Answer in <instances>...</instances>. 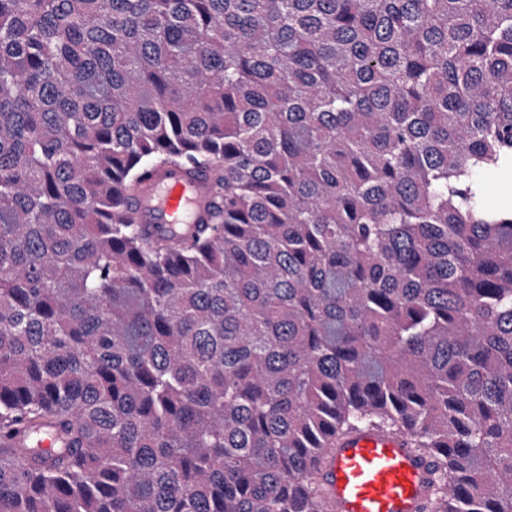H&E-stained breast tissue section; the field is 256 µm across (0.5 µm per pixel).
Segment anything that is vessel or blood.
Returning <instances> with one entry per match:
<instances>
[{
	"label": "vessel or blood",
	"instance_id": "vessel-or-blood-1",
	"mask_svg": "<svg viewBox=\"0 0 512 512\" xmlns=\"http://www.w3.org/2000/svg\"><path fill=\"white\" fill-rule=\"evenodd\" d=\"M212 201L208 180L185 168L141 178L132 217L150 236L187 232ZM434 468L404 436L362 431L337 440L316 473L325 512H424Z\"/></svg>",
	"mask_w": 512,
	"mask_h": 512
}]
</instances>
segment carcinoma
<instances>
[{"label": "carcinoma", "mask_w": 512, "mask_h": 512, "mask_svg": "<svg viewBox=\"0 0 512 512\" xmlns=\"http://www.w3.org/2000/svg\"><path fill=\"white\" fill-rule=\"evenodd\" d=\"M213 203L150 238L130 200ZM512 0H0V512H323L406 434L512 512ZM211 201L209 181L190 170H153L138 183L132 217L150 237L167 235L175 229L186 233L207 215ZM486 184V200L490 205L512 207V170L491 175Z\"/></svg>", "instance_id": "carcinoma-1"}]
</instances>
